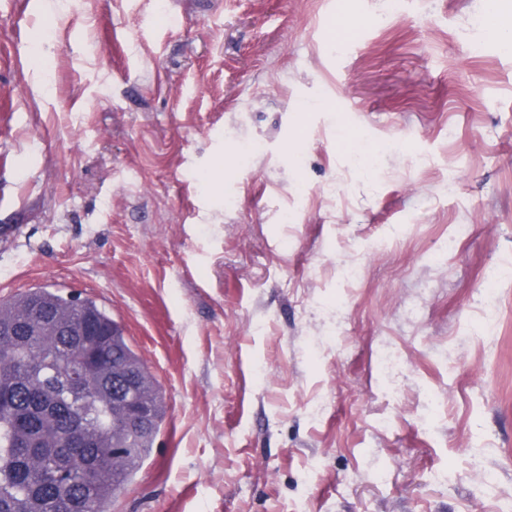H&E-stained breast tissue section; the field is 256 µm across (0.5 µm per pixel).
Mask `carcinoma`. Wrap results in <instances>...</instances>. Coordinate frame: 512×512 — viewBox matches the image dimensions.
<instances>
[{
  "mask_svg": "<svg viewBox=\"0 0 512 512\" xmlns=\"http://www.w3.org/2000/svg\"><path fill=\"white\" fill-rule=\"evenodd\" d=\"M67 306L73 307V324L97 332L107 363L135 373L140 389L134 399L152 406L150 426L129 433L112 429V402L95 397L100 389L112 391V377L87 374L83 382L75 383L71 373L84 366L73 346L63 344L49 354L35 330L16 331L17 322L35 310L51 312ZM0 308L15 314L13 322L0 324V394L10 392L18 400L12 407L0 404V512H107L112 498L149 455L166 415L152 374L122 328L93 299L74 302L35 288L0 301ZM30 397L53 404L60 417L58 430L35 426L36 412L25 406ZM73 422L83 426L91 439L80 452L66 454L64 437ZM31 454L43 457L38 473L24 469V458Z\"/></svg>",
  "mask_w": 512,
  "mask_h": 512,
  "instance_id": "carcinoma-1",
  "label": "carcinoma"
}]
</instances>
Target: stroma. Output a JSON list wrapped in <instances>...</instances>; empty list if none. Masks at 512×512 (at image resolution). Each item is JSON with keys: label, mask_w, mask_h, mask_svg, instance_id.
Returning a JSON list of instances; mask_svg holds the SVG:
<instances>
[{"label": "stroma", "mask_w": 512, "mask_h": 512, "mask_svg": "<svg viewBox=\"0 0 512 512\" xmlns=\"http://www.w3.org/2000/svg\"><path fill=\"white\" fill-rule=\"evenodd\" d=\"M484 34L482 0H0V300L95 299L164 396L109 512H512ZM341 133L337 140L338 143V151L344 156H354V155H363L367 157L368 154L374 153L375 148L369 146L368 148H364L362 143L357 139V135L354 132H351L346 127H340Z\"/></svg>", "instance_id": "35a3bbf8"}]
</instances>
